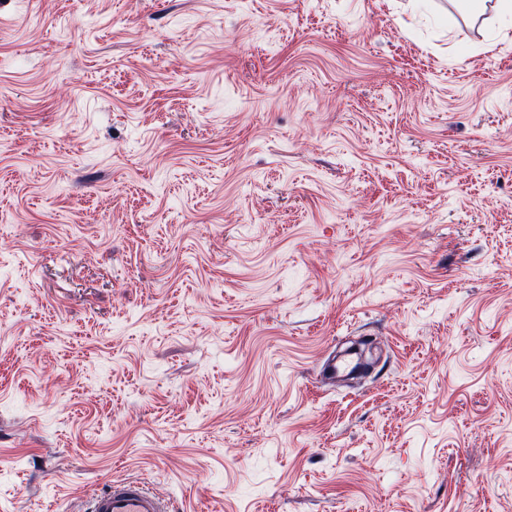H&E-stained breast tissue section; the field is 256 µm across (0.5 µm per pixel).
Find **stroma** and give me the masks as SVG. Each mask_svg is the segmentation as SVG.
I'll return each mask as SVG.
<instances>
[{
	"label": "stroma",
	"mask_w": 512,
	"mask_h": 512,
	"mask_svg": "<svg viewBox=\"0 0 512 512\" xmlns=\"http://www.w3.org/2000/svg\"><path fill=\"white\" fill-rule=\"evenodd\" d=\"M507 25L0 0V512H512ZM75 512H169L170 502L135 480H110L98 493L84 497Z\"/></svg>",
	"instance_id": "35a3bbf8"
}]
</instances>
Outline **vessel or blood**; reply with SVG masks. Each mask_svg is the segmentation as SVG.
Wrapping results in <instances>:
<instances>
[{"label":"vessel or blood","mask_w":512,"mask_h":512,"mask_svg":"<svg viewBox=\"0 0 512 512\" xmlns=\"http://www.w3.org/2000/svg\"><path fill=\"white\" fill-rule=\"evenodd\" d=\"M78 512H170V502L141 482L112 480L83 498Z\"/></svg>","instance_id":"vessel-or-blood-1"}]
</instances>
